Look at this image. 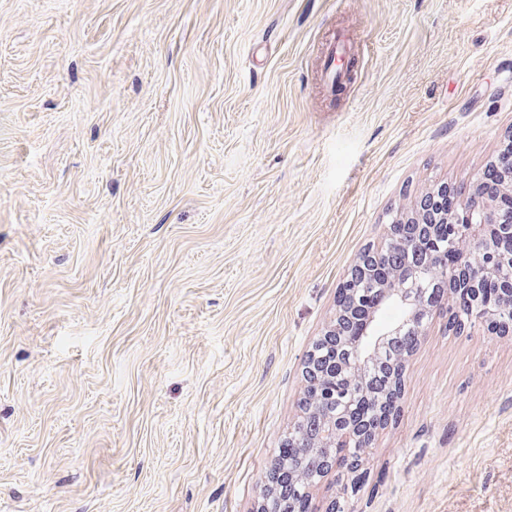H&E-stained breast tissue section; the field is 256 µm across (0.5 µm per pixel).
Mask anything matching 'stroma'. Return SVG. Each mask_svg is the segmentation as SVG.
Returning <instances> with one entry per match:
<instances>
[{
	"mask_svg": "<svg viewBox=\"0 0 512 512\" xmlns=\"http://www.w3.org/2000/svg\"><path fill=\"white\" fill-rule=\"evenodd\" d=\"M511 140L512 0H0V512H258L357 257ZM447 323L320 512H512V335ZM347 46L344 41L339 43L332 42L326 47L324 52V62L320 69L321 78L324 88L331 95L334 94L336 83L339 79L338 71L336 70V60L345 56Z\"/></svg>",
	"mask_w": 512,
	"mask_h": 512,
	"instance_id": "35a3bbf8",
	"label": "stroma"
}]
</instances>
